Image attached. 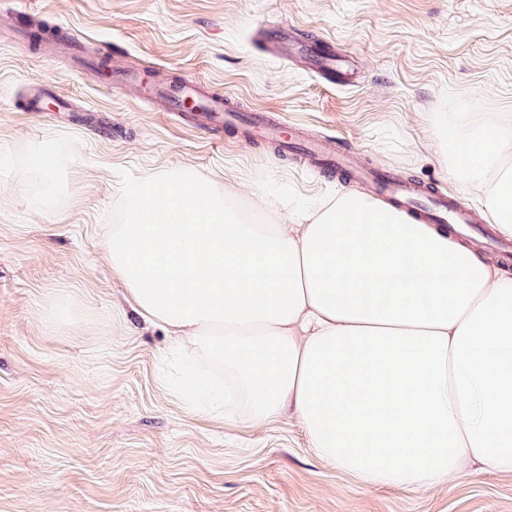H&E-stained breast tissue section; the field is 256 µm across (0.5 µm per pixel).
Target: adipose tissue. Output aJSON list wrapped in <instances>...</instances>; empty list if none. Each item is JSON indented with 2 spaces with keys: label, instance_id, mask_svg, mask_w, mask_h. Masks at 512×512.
<instances>
[{
  "label": "adipose tissue",
  "instance_id": "ef3b65f1",
  "mask_svg": "<svg viewBox=\"0 0 512 512\" xmlns=\"http://www.w3.org/2000/svg\"><path fill=\"white\" fill-rule=\"evenodd\" d=\"M446 175L512 238V114L431 118ZM55 141L31 144L37 212L68 200ZM102 251L123 298L170 334L187 411L294 415L315 454L361 481L445 488L512 473V275L446 227L357 191L284 203L189 164L130 182Z\"/></svg>",
  "mask_w": 512,
  "mask_h": 512
}]
</instances>
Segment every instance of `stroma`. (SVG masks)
Masks as SVG:
<instances>
[{"label":"stroma","instance_id":"stroma-1","mask_svg":"<svg viewBox=\"0 0 512 512\" xmlns=\"http://www.w3.org/2000/svg\"><path fill=\"white\" fill-rule=\"evenodd\" d=\"M276 24L345 56L352 84L272 57L254 30ZM75 32L77 60L57 48ZM0 35V512H512V474L369 485L319 459L294 415L257 427L187 413L166 388L167 332L123 300L101 248L124 186L169 164L286 199L358 187L246 129L216 139L141 103L120 76L138 68L474 205L442 176L426 118L455 96L512 113V0H0ZM35 82L94 108L95 128L32 101ZM46 138L67 154L71 198L40 218L21 162ZM62 294L86 311L71 334L44 320Z\"/></svg>","mask_w":512,"mask_h":512}]
</instances>
